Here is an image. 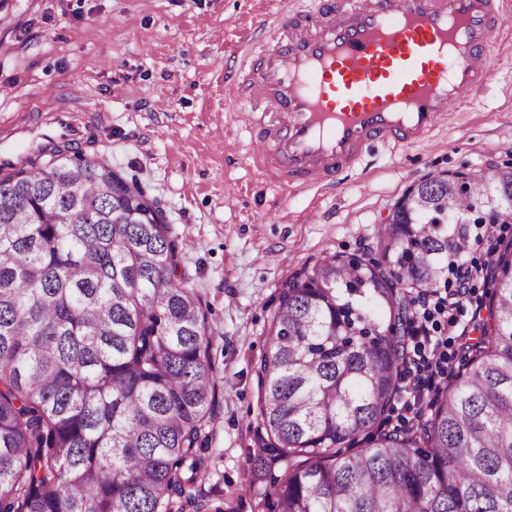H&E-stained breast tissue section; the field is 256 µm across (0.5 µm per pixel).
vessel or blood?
<instances>
[{
	"mask_svg": "<svg viewBox=\"0 0 512 512\" xmlns=\"http://www.w3.org/2000/svg\"><path fill=\"white\" fill-rule=\"evenodd\" d=\"M506 0H316L225 75L230 103L259 109L253 157L278 183L319 185L375 144L426 139L486 84Z\"/></svg>",
	"mask_w": 512,
	"mask_h": 512,
	"instance_id": "vessel-or-blood-1",
	"label": "vessel or blood"
}]
</instances>
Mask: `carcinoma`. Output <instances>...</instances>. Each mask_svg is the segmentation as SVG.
<instances>
[{"label":"carcinoma","mask_w":512,"mask_h":512,"mask_svg":"<svg viewBox=\"0 0 512 512\" xmlns=\"http://www.w3.org/2000/svg\"><path fill=\"white\" fill-rule=\"evenodd\" d=\"M431 177L367 260L287 280L255 362L262 512H512V241L478 336L414 424L388 427L414 296L480 207L512 224V172ZM145 188L45 136L0 165V512H171L192 502L211 414L209 327Z\"/></svg>","instance_id":"cac0c4a2"}]
</instances>
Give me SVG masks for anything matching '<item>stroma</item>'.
<instances>
[{
    "instance_id": "1",
    "label": "stroma",
    "mask_w": 512,
    "mask_h": 512,
    "mask_svg": "<svg viewBox=\"0 0 512 512\" xmlns=\"http://www.w3.org/2000/svg\"><path fill=\"white\" fill-rule=\"evenodd\" d=\"M314 0H0V138L86 126L73 151L104 158L156 198L210 326L213 414L204 512H259L252 365L282 284L328 254L365 256L380 225L429 177L512 167V44L423 143L375 144L332 186L286 188L252 159L255 125L224 101V73L257 26Z\"/></svg>"
}]
</instances>
